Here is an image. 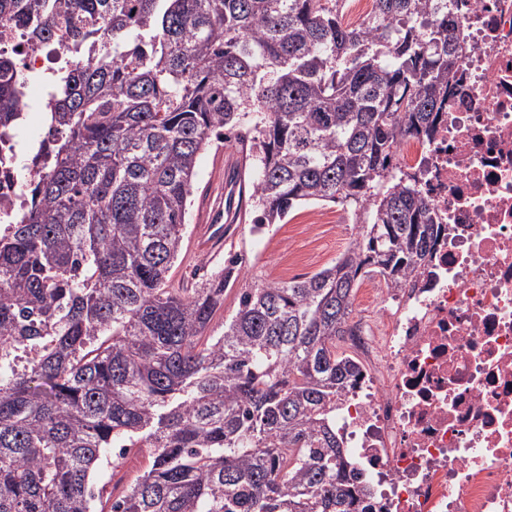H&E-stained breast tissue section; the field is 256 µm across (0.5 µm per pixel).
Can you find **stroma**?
<instances>
[{"label":"stroma","mask_w":512,"mask_h":512,"mask_svg":"<svg viewBox=\"0 0 512 512\" xmlns=\"http://www.w3.org/2000/svg\"><path fill=\"white\" fill-rule=\"evenodd\" d=\"M243 146L237 141L213 146L198 159V182L190 209L182 251L170 275L181 281L192 270L206 272L238 257V276L224 291V305L215 316L222 324L233 313L243 288L266 281L300 280L333 265L354 238L352 223L340 205L306 204L296 207L287 223L263 231L253 229V215L242 210L236 222L225 224L224 243L211 254L199 252L195 238L211 218L214 201L224 193L229 167H241Z\"/></svg>","instance_id":"stroma-1"}]
</instances>
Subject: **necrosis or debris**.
Wrapping results in <instances>:
<instances>
[{"label":"necrosis or debris","mask_w":512,"mask_h":512,"mask_svg":"<svg viewBox=\"0 0 512 512\" xmlns=\"http://www.w3.org/2000/svg\"><path fill=\"white\" fill-rule=\"evenodd\" d=\"M459 25L458 81L399 151L445 231L408 287L378 290V324L356 323L367 364L336 405L373 512H512V0H465ZM0 54L27 86L48 71L20 27L0 25ZM25 152L0 136L1 224L22 207L8 168Z\"/></svg>","instance_id":"4bbe7bcc"}]
</instances>
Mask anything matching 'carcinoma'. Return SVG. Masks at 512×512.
I'll return each instance as SVG.
<instances>
[{
	"label": "carcinoma",
	"mask_w": 512,
	"mask_h": 512,
	"mask_svg": "<svg viewBox=\"0 0 512 512\" xmlns=\"http://www.w3.org/2000/svg\"><path fill=\"white\" fill-rule=\"evenodd\" d=\"M0 0V21L88 45L58 69L48 136L12 177L30 204L0 230V512H97L103 468H148L110 512H356L336 432L357 372L336 354L368 273L405 288L442 225L396 164L433 127L463 52L457 0ZM24 82L0 57V127ZM250 137L254 230L302 204L355 216L335 264L243 291L236 261L169 273L199 156Z\"/></svg>",
	"instance_id": "cac0c4a2"
}]
</instances>
